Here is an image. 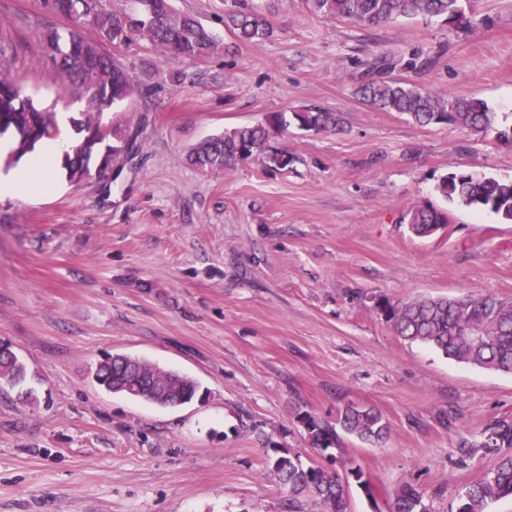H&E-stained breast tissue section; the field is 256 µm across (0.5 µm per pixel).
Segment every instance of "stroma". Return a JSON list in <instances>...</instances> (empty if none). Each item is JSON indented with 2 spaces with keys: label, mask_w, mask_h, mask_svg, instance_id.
<instances>
[{
  "label": "stroma",
  "mask_w": 512,
  "mask_h": 512,
  "mask_svg": "<svg viewBox=\"0 0 512 512\" xmlns=\"http://www.w3.org/2000/svg\"><path fill=\"white\" fill-rule=\"evenodd\" d=\"M233 2L174 0L216 34L204 60L139 39L105 44L139 83L103 115L136 136L118 175L75 184L60 170L46 193L0 197V343L33 390L0 391V512H320L289 500L267 458L285 448L323 464L297 415L331 421L350 402L376 408L389 430L338 450L370 482L350 486L346 512H389L406 483L431 512H451L494 463L476 443L512 417V374L407 343L376 306L512 301V221L435 189L451 172L512 179V143L499 137L512 130V0H472L464 28H365L309 0H247L274 30L260 42L225 30ZM69 25L50 0H0V71L60 112L74 91L53 83L40 35ZM381 56L389 77L475 95L495 128L423 126L366 104L355 90ZM303 106L341 123L289 127L274 142L286 168L185 162L211 135ZM416 206L447 212V228L414 236L405 216ZM118 353L191 375L197 398L164 409L107 392L93 374Z\"/></svg>",
  "instance_id": "35a3bbf8"
}]
</instances>
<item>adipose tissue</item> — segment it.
<instances>
[{"instance_id": "obj_1", "label": "adipose tissue", "mask_w": 512, "mask_h": 512, "mask_svg": "<svg viewBox=\"0 0 512 512\" xmlns=\"http://www.w3.org/2000/svg\"><path fill=\"white\" fill-rule=\"evenodd\" d=\"M73 137L68 116H61L55 128L46 135L38 150L26 163L6 176H0V195H32L51 188L56 175L59 149Z\"/></svg>"}]
</instances>
